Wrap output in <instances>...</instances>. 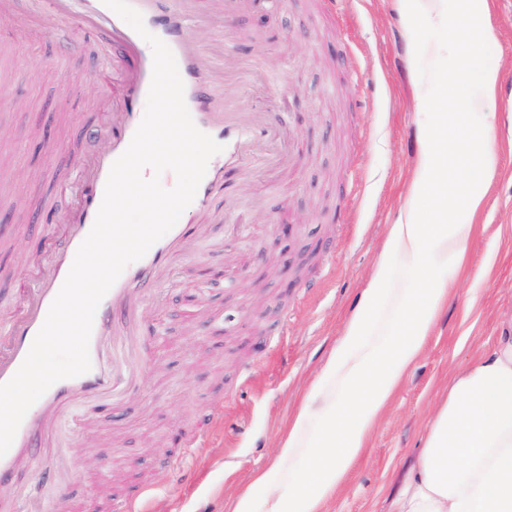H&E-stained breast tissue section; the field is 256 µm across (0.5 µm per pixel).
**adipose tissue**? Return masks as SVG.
Wrapping results in <instances>:
<instances>
[{
	"label": "adipose tissue",
	"mask_w": 512,
	"mask_h": 512,
	"mask_svg": "<svg viewBox=\"0 0 512 512\" xmlns=\"http://www.w3.org/2000/svg\"><path fill=\"white\" fill-rule=\"evenodd\" d=\"M398 8L407 29L450 28L462 51L444 75H416L417 104L436 113L420 131L409 190L363 300L280 433L276 463L293 472L294 487L282 494L267 473H255L232 512H322L366 452L455 286L439 268L450 262L463 271L477 232L498 157L493 113L480 125L469 121L475 100L494 101L500 79L496 63H476L472 52L488 0H398ZM395 266L419 274L422 287L394 285ZM368 329L381 343L360 345ZM389 512H512V319L451 377Z\"/></svg>",
	"instance_id": "1"
}]
</instances>
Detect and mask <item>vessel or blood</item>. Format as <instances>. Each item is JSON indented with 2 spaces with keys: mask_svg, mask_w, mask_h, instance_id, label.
<instances>
[{
  "mask_svg": "<svg viewBox=\"0 0 512 512\" xmlns=\"http://www.w3.org/2000/svg\"><path fill=\"white\" fill-rule=\"evenodd\" d=\"M130 3L141 13L147 30L172 51L195 125L222 144L223 150L210 159L191 203L192 210L202 216V223L177 222L143 258L124 269L98 306L89 345L90 371L55 383L39 398L37 406L29 409L10 449L0 457V483L7 482L26 451L44 439H53L55 446H62L63 441L57 436L58 422L75 397L110 401L117 412L129 399L142 396L140 372L149 363L142 339L151 333L143 317L145 305L160 304L161 286L182 262L194 256L200 240L209 239L215 251H223V239L209 238L208 227L224 221L223 215L214 211L213 201L227 187L226 173L237 170L247 160L253 143L265 141L274 145L284 133L282 123L271 113L220 107L205 85L204 71L212 64L208 45L192 40L188 32L193 27L210 31L215 20L231 19L232 0H212L213 9L206 14L199 12L197 0ZM41 4V10L20 13L15 9V0H0V15L12 17L17 27L37 28L43 12L48 11L83 29L106 30L112 46L125 51L129 65L123 79V108L111 127L108 150L93 158L80 156L73 161L78 212L73 223L63 228V249L49 252L43 259L22 295L18 314L5 335L0 336V384L8 382L26 358L79 246L95 223L111 167L128 148L144 117L142 108L153 73L150 45L102 0H41ZM76 465L74 454H61L53 464L41 468L39 478L55 482L60 491H67Z\"/></svg>",
  "mask_w": 512,
  "mask_h": 512,
  "instance_id": "obj_1",
  "label": "vessel or blood"
}]
</instances>
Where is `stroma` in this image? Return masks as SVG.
<instances>
[{
    "label": "stroma",
    "instance_id": "1",
    "mask_svg": "<svg viewBox=\"0 0 512 512\" xmlns=\"http://www.w3.org/2000/svg\"><path fill=\"white\" fill-rule=\"evenodd\" d=\"M500 82L495 114L500 161L459 280L413 370L381 416L368 450L324 512H387L408 478L448 375L493 344L512 311V0H489ZM236 57L211 74L217 100L282 113L298 144L295 175L255 168L242 194L218 204L242 231L224 238V285L203 289L192 262L147 317L153 365L146 397L119 429L89 432L76 419L96 404L75 401L59 428L80 466L54 512H108L151 486L144 512H231L253 472L273 468L278 433L362 299L407 192L419 128L415 67L435 69L427 49L446 34L420 30L407 44L396 0H240L230 30ZM122 53L98 32L54 16L19 32L0 18V334L76 198L59 173L74 154L109 144ZM215 417L208 447H194L199 415Z\"/></svg>",
    "mask_w": 512,
    "mask_h": 512
}]
</instances>
